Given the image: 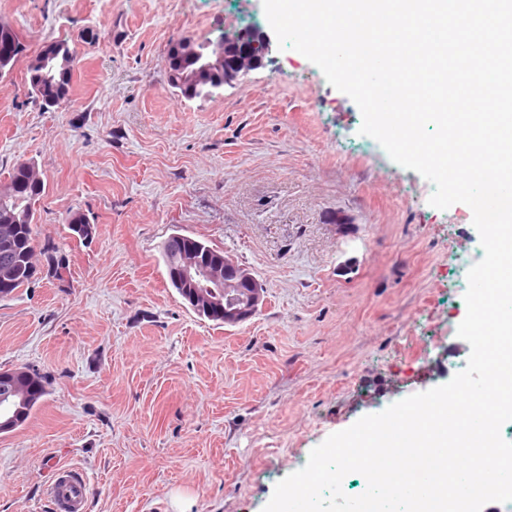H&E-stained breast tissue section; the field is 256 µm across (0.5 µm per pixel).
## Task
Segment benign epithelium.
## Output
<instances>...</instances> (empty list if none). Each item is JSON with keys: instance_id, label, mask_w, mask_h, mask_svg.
<instances>
[{"instance_id": "1", "label": "benign epithelium", "mask_w": 512, "mask_h": 512, "mask_svg": "<svg viewBox=\"0 0 512 512\" xmlns=\"http://www.w3.org/2000/svg\"><path fill=\"white\" fill-rule=\"evenodd\" d=\"M271 40L247 31L224 36V83L239 81L261 68ZM172 280L181 298L201 316L226 325L253 317L264 302L262 288L248 269L217 251L203 252L192 243L174 252ZM0 434L23 424L25 414L40 396L37 379L25 368L0 370Z\"/></svg>"}]
</instances>
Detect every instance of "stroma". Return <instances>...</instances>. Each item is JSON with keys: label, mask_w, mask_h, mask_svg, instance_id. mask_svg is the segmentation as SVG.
<instances>
[{"label": "stroma", "mask_w": 512, "mask_h": 512, "mask_svg": "<svg viewBox=\"0 0 512 512\" xmlns=\"http://www.w3.org/2000/svg\"><path fill=\"white\" fill-rule=\"evenodd\" d=\"M1 21L80 63L55 107L31 102L24 63L0 79V170L35 163L37 243L68 258L56 279L38 254L0 299V369L46 379L0 435V512H53V463L83 474L85 512H262L330 434L464 369L484 255L468 205H429L293 49L208 99L171 87L181 37L270 32L262 0H0ZM175 233L247 268L263 307L237 326L193 312L161 257Z\"/></svg>", "instance_id": "stroma-1"}]
</instances>
